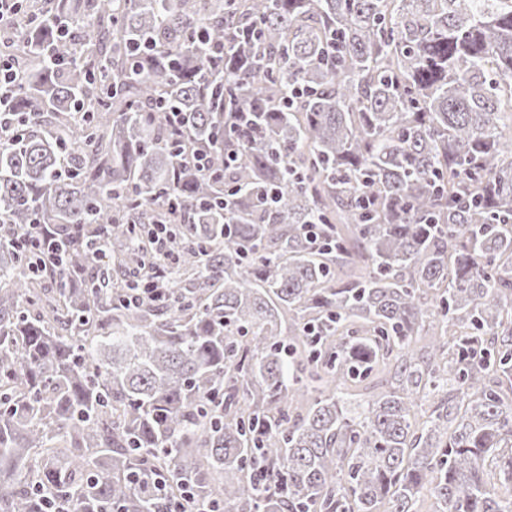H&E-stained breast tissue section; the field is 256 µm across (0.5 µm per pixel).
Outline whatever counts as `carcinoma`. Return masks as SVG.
Wrapping results in <instances>:
<instances>
[{
  "mask_svg": "<svg viewBox=\"0 0 512 512\" xmlns=\"http://www.w3.org/2000/svg\"><path fill=\"white\" fill-rule=\"evenodd\" d=\"M7 26L0 512H512V0H26ZM30 224L63 247L37 276ZM138 224L177 225V271L129 304ZM285 320L326 385L303 415ZM389 369H391L389 361L385 360L382 362V360H380L372 376L363 380L350 379L344 387L348 402L355 406L363 400L370 399L387 390L388 384H386L385 378L390 377V374H387Z\"/></svg>",
  "mask_w": 512,
  "mask_h": 512,
  "instance_id": "obj_1",
  "label": "carcinoma"
}]
</instances>
